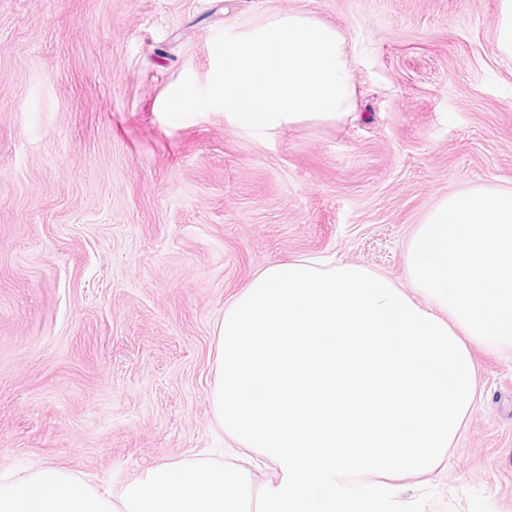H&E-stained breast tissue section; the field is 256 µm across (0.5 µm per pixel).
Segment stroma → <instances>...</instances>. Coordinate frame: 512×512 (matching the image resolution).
I'll return each instance as SVG.
<instances>
[{"label":"stroma","mask_w":512,"mask_h":512,"mask_svg":"<svg viewBox=\"0 0 512 512\" xmlns=\"http://www.w3.org/2000/svg\"><path fill=\"white\" fill-rule=\"evenodd\" d=\"M500 0H0V481L55 467L120 494L241 448L213 411L217 325L266 267L314 256L407 286L445 196L512 190ZM292 12L340 29L352 120L262 134L212 109L218 32ZM479 397L427 512H512V351L473 347Z\"/></svg>","instance_id":"stroma-1"}]
</instances>
